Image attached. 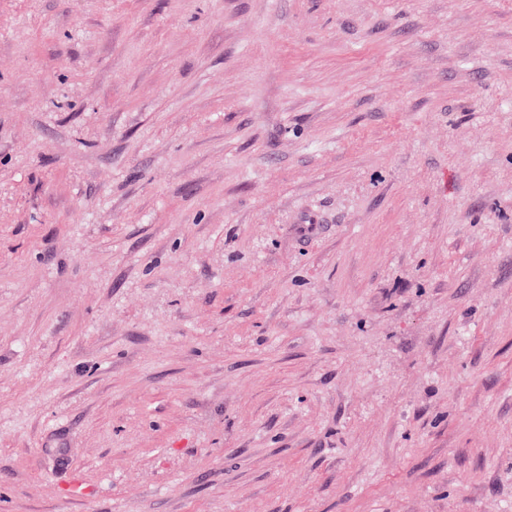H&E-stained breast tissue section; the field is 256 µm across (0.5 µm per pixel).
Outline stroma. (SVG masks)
<instances>
[{"label":"stroma","instance_id":"obj_1","mask_svg":"<svg viewBox=\"0 0 512 512\" xmlns=\"http://www.w3.org/2000/svg\"><path fill=\"white\" fill-rule=\"evenodd\" d=\"M0 512H512V0H0Z\"/></svg>","mask_w":512,"mask_h":512}]
</instances>
